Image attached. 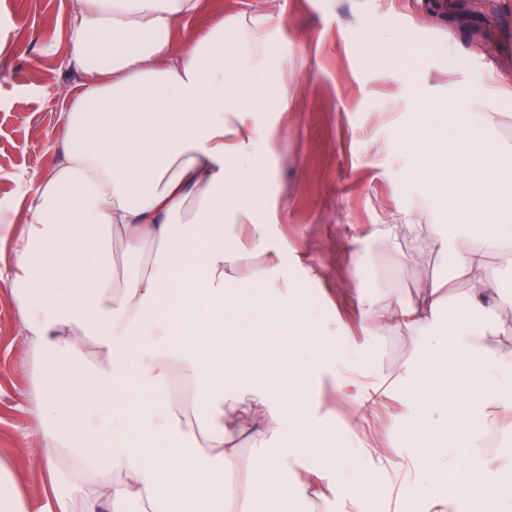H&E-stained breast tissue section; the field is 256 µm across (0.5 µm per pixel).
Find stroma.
Returning a JSON list of instances; mask_svg holds the SVG:
<instances>
[{
	"mask_svg": "<svg viewBox=\"0 0 512 512\" xmlns=\"http://www.w3.org/2000/svg\"><path fill=\"white\" fill-rule=\"evenodd\" d=\"M73 11L74 0H0V457L18 470L33 512L46 508L47 477L29 464L39 423L25 406L34 369L18 352L21 317L7 295L9 222L32 196L33 174L56 161L64 94L85 80L72 61ZM256 12L284 15L268 32L269 65L288 63L302 81L295 112L278 111L274 85L264 86L267 109L258 119L273 129L274 144L264 181L245 189L266 198L272 232L315 272L301 291L325 312L327 327L308 361L335 358L347 380L342 390L309 394L307 414L323 428L287 447L288 474H300L301 449L332 448L336 494L313 499L309 512H342L351 495L361 496V512H427L423 497L397 499L401 486L429 479L420 455L427 441L408 431L407 386L380 396L373 412L356 404L358 374L387 375L426 354L404 340L393 356L383 340L354 347L361 298L409 303L427 281L400 250L373 261L351 241L400 208L460 237L447 211L429 208L426 188L413 182L405 132L417 101H444L460 89L479 93L478 111H502L482 89L487 69L512 76V0H203L174 32L172 49L182 51L190 33L220 19ZM365 441L372 452L361 451Z\"/></svg>",
	"mask_w": 512,
	"mask_h": 512,
	"instance_id": "obj_1",
	"label": "stroma"
}]
</instances>
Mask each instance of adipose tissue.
Here are the masks:
<instances>
[{"instance_id": "ef3b65f1", "label": "adipose tissue", "mask_w": 512, "mask_h": 512, "mask_svg": "<svg viewBox=\"0 0 512 512\" xmlns=\"http://www.w3.org/2000/svg\"><path fill=\"white\" fill-rule=\"evenodd\" d=\"M202 4L76 0L73 58L88 79L68 99L56 163L11 223L10 297L35 367L28 404L43 421L34 466L49 480V512H297L331 486L335 449H302L306 477L292 480L273 446L321 430L305 396L310 382L337 381L333 363L312 372L302 361L324 319L296 292L312 270L289 276L265 203L236 190L273 138L256 114L272 77L267 30L283 18L219 21L173 54L175 30ZM474 99L464 90L419 105L407 134L413 179L436 189L434 205L469 243L409 209L377 225L369 253L406 237L429 285L407 305L366 303L362 342L428 345L400 371L410 432L463 429L469 454L425 453L429 469L463 474L492 512H512V457L471 454L489 407L512 405V321H499L490 347L479 320L487 301L512 306L485 273L512 247V154L489 135L498 113L475 111ZM436 256L452 257L449 279L432 273ZM257 279L262 291H243ZM459 285L466 308L448 323L444 296ZM274 308L293 320L283 342L261 333ZM455 357L469 385L435 390ZM103 433L112 446L100 458L89 448Z\"/></svg>"}]
</instances>
